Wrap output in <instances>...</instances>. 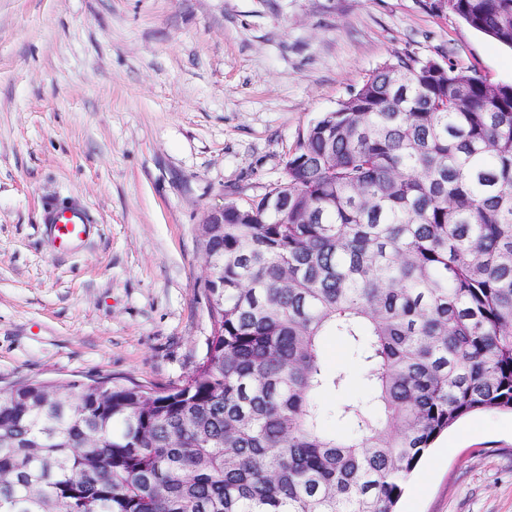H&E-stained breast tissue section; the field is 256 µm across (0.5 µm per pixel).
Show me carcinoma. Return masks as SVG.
I'll list each match as a JSON object with an SVG mask.
<instances>
[{
  "mask_svg": "<svg viewBox=\"0 0 512 512\" xmlns=\"http://www.w3.org/2000/svg\"><path fill=\"white\" fill-rule=\"evenodd\" d=\"M425 6L512 48V0ZM202 245L211 335L182 381L0 393L9 512H397L436 439L512 411V85L393 56ZM330 335L363 392L329 409ZM324 352L327 363L330 367H336L344 364L349 368V358L347 354V342L343 336H327L324 339Z\"/></svg>",
  "mask_w": 512,
  "mask_h": 512,
  "instance_id": "obj_1",
  "label": "carcinoma"
}]
</instances>
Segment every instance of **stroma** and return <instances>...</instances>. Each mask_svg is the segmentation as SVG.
<instances>
[{
  "label": "stroma",
  "mask_w": 512,
  "mask_h": 512,
  "mask_svg": "<svg viewBox=\"0 0 512 512\" xmlns=\"http://www.w3.org/2000/svg\"><path fill=\"white\" fill-rule=\"evenodd\" d=\"M512 85V49L424 0H0V388L163 387L211 333L199 226L282 177L394 54ZM95 223L60 254L47 206ZM400 512H512V413L459 420Z\"/></svg>",
  "instance_id": "35a3bbf8"
}]
</instances>
